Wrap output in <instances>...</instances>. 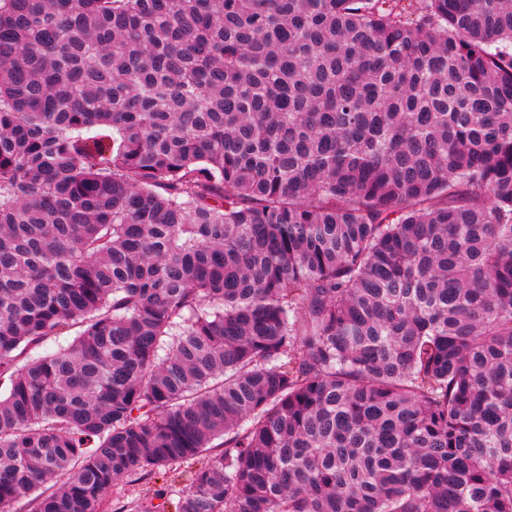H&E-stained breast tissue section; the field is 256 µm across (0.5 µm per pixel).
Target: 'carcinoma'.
<instances>
[{
    "label": "carcinoma",
    "mask_w": 512,
    "mask_h": 512,
    "mask_svg": "<svg viewBox=\"0 0 512 512\" xmlns=\"http://www.w3.org/2000/svg\"><path fill=\"white\" fill-rule=\"evenodd\" d=\"M399 2L0 0V512H512V0ZM202 461L198 458L186 459L173 464L167 474H157L147 479L122 478L112 487V503L117 508L124 504L145 502L162 492L175 501L184 489L185 476L196 470Z\"/></svg>",
    "instance_id": "1"
}]
</instances>
